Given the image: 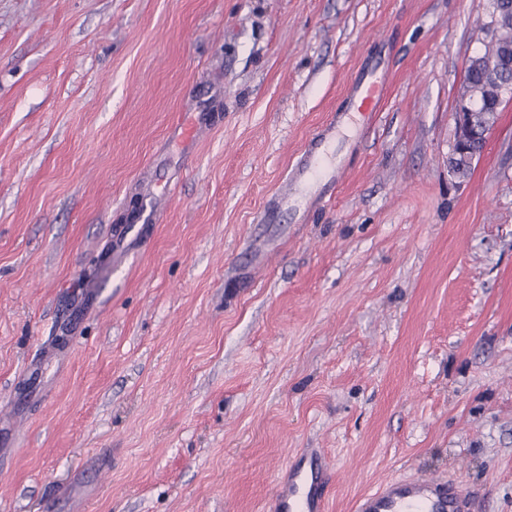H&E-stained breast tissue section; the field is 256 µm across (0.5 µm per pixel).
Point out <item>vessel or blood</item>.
<instances>
[{"label": "vessel or blood", "mask_w": 512, "mask_h": 512, "mask_svg": "<svg viewBox=\"0 0 512 512\" xmlns=\"http://www.w3.org/2000/svg\"><path fill=\"white\" fill-rule=\"evenodd\" d=\"M385 79L375 71H365L347 89L348 99L367 112L380 108ZM345 120L336 113L309 139L298 160L291 165L287 188L278 198L288 205L307 198L332 197L342 174L331 152L336 132ZM472 496L456 481L445 483L431 479L392 480L359 497L354 512H471ZM322 498L317 474L298 478L288 494V512H321Z\"/></svg>", "instance_id": "b4317fda"}]
</instances>
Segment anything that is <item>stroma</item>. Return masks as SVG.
<instances>
[{
  "label": "stroma",
  "instance_id": "stroma-1",
  "mask_svg": "<svg viewBox=\"0 0 512 512\" xmlns=\"http://www.w3.org/2000/svg\"><path fill=\"white\" fill-rule=\"evenodd\" d=\"M491 12L0 0V512H269L314 454L325 512L426 477L512 512V100L448 165ZM336 112L335 196L261 223ZM385 79L374 70H366L346 91L353 104H359L365 112H379L383 98Z\"/></svg>",
  "mask_w": 512,
  "mask_h": 512
}]
</instances>
